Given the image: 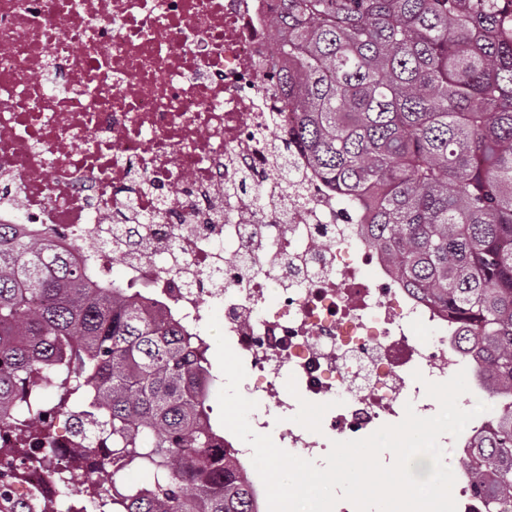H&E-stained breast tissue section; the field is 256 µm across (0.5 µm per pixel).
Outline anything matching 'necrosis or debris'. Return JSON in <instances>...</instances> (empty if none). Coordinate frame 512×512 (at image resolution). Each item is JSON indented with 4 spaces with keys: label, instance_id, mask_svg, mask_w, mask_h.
<instances>
[{
    "label": "necrosis or debris",
    "instance_id": "obj_1",
    "mask_svg": "<svg viewBox=\"0 0 512 512\" xmlns=\"http://www.w3.org/2000/svg\"><path fill=\"white\" fill-rule=\"evenodd\" d=\"M271 0H0V223L110 268L161 311L207 324L224 309V335L245 359L250 424L318 461L328 443L422 417L438 405L423 383L465 371L476 402L489 388L448 314L403 288L359 217L306 156L289 186L277 173L294 115L282 108L268 63ZM266 204H250L252 186ZM427 336H419L418 328ZM422 380H414L413 371ZM315 411L294 425L296 410ZM490 423L444 436L457 512H481L461 461ZM32 443L0 429V463L23 469L15 504L57 499L75 467L31 466Z\"/></svg>",
    "mask_w": 512,
    "mask_h": 512
}]
</instances>
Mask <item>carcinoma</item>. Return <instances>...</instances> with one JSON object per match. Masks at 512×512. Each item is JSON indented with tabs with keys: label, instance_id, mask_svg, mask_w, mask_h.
Returning a JSON list of instances; mask_svg holds the SVG:
<instances>
[{
	"label": "carcinoma",
	"instance_id": "carcinoma-1",
	"mask_svg": "<svg viewBox=\"0 0 512 512\" xmlns=\"http://www.w3.org/2000/svg\"><path fill=\"white\" fill-rule=\"evenodd\" d=\"M271 24L291 141L512 387V18L495 0H276ZM206 352L125 281L0 224V424L47 468L53 418H75L99 512H257L194 392ZM494 418L464 464L485 512H512V410ZM104 443L154 483H118Z\"/></svg>",
	"mask_w": 512,
	"mask_h": 512
}]
</instances>
